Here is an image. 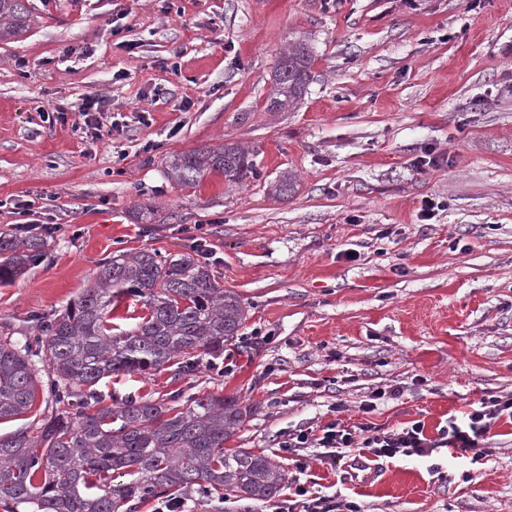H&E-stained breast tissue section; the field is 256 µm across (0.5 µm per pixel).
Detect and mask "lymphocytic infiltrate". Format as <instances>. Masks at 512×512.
I'll return each instance as SVG.
<instances>
[{
  "label": "lymphocytic infiltrate",
  "mask_w": 512,
  "mask_h": 512,
  "mask_svg": "<svg viewBox=\"0 0 512 512\" xmlns=\"http://www.w3.org/2000/svg\"><path fill=\"white\" fill-rule=\"evenodd\" d=\"M504 416L512 418V396L487 395L477 408L464 418L449 417L438 437H427L421 422L392 430L369 424L359 430L346 428L340 421L322 427L320 433L302 430L290 434L285 448H322L327 456H336L339 449L354 448L375 458L428 457L439 448H453L471 452L473 461H480L485 454L482 446L492 426Z\"/></svg>",
  "instance_id": "f902f5d3"
}]
</instances>
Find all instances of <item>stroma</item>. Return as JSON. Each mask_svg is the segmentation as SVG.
<instances>
[{
  "mask_svg": "<svg viewBox=\"0 0 512 512\" xmlns=\"http://www.w3.org/2000/svg\"><path fill=\"white\" fill-rule=\"evenodd\" d=\"M0 40V232L39 224L42 262L0 287V326L65 309L106 258L189 252L246 307L220 358L119 372L103 390L236 395L254 413L226 443L284 467L276 498L197 496L183 512H275L290 490L362 512H512V419L486 454L397 457L282 449L334 419L427 436L488 394L512 395V0H28ZM314 55L301 103L267 111L293 43ZM102 101V139L81 131ZM63 107V119L46 118ZM151 113L149 124L137 114ZM237 141L258 175L185 186L173 154ZM284 172L293 194L276 196ZM270 334L253 345L254 331ZM401 387L360 404L373 390ZM304 469H297L296 461ZM100 106H101V100L97 98L96 96H89L87 97L84 106L82 108V116L84 117V126L87 129V132H90V130H94L93 139H100L103 137L102 132V126L100 125L99 117L96 116L98 114L101 116L100 112Z\"/></svg>",
  "mask_w": 512,
  "mask_h": 512,
  "instance_id": "1",
  "label": "stroma"
}]
</instances>
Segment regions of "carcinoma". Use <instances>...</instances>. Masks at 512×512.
<instances>
[{"mask_svg": "<svg viewBox=\"0 0 512 512\" xmlns=\"http://www.w3.org/2000/svg\"><path fill=\"white\" fill-rule=\"evenodd\" d=\"M27 0H0V39L28 26ZM312 54L296 43L279 56L267 110L295 107L311 79ZM258 152L237 141L173 157L170 170L183 184L209 174L232 184L257 175ZM45 255L39 238L0 235V284ZM148 310L133 329L111 333L109 314L120 296ZM246 320L240 297L224 288L198 253L161 257L148 250L104 261L93 284L57 314L36 319L20 340L0 331V420L27 413L37 390H47V413L35 428L0 435V506L17 512H124L176 489L188 495L224 490L268 500L284 470L262 454L224 442L253 413L237 396L179 392L142 400L99 390L119 371L145 374L201 350L221 356ZM111 402H106V399ZM125 471L126 481L112 474Z\"/></svg>", "mask_w": 512, "mask_h": 512, "instance_id": "cac0c4a2", "label": "carcinoma"}]
</instances>
